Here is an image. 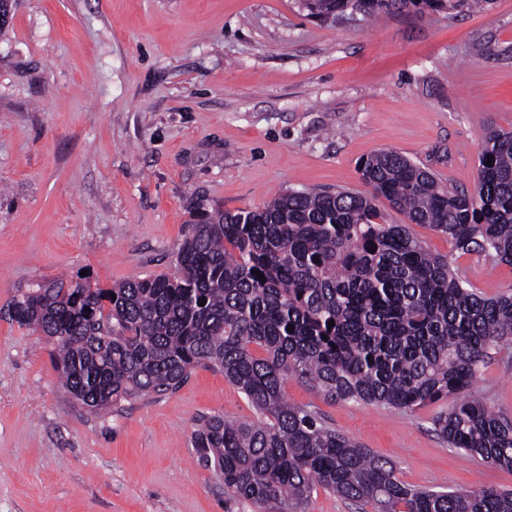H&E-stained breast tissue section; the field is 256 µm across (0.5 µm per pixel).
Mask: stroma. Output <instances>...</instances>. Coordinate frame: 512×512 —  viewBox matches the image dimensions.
<instances>
[{
    "label": "stroma",
    "instance_id": "obj_1",
    "mask_svg": "<svg viewBox=\"0 0 512 512\" xmlns=\"http://www.w3.org/2000/svg\"><path fill=\"white\" fill-rule=\"evenodd\" d=\"M512 130V0L477 13L309 18L299 0H14L0 28V308L77 274L109 288L173 273L198 213L285 190L365 191L394 150L474 191L481 136ZM484 296L512 266L456 260ZM43 335L0 318V512H254L192 446L201 416L257 413L222 373L88 412ZM289 401L392 460L417 488L512 489V471L448 447L440 401L416 411ZM475 393L512 418V358Z\"/></svg>",
    "mask_w": 512,
    "mask_h": 512
}]
</instances>
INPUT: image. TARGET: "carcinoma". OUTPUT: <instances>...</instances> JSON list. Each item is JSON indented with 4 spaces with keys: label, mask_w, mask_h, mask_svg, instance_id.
I'll return each mask as SVG.
<instances>
[{
    "label": "carcinoma",
    "mask_w": 512,
    "mask_h": 512,
    "mask_svg": "<svg viewBox=\"0 0 512 512\" xmlns=\"http://www.w3.org/2000/svg\"><path fill=\"white\" fill-rule=\"evenodd\" d=\"M300 2L334 22L354 10L372 19L490 0ZM481 142L473 195L380 150L362 162L364 193L288 190L261 208L202 216L188 225L173 274L110 288L80 275L39 284L0 314L51 341L62 386L91 412L174 392L197 367L223 372L261 419L203 416L192 444L224 491L260 512H285L318 488L360 512H512V492L493 486L405 484L392 461L285 394L296 379L334 403L414 411L450 397L432 418L440 438L512 470V419L471 391L483 368L512 351V293L478 295L409 230L428 225L462 255L512 265V131L489 128ZM382 199L407 223H388Z\"/></svg>",
    "instance_id": "carcinoma-1"
}]
</instances>
